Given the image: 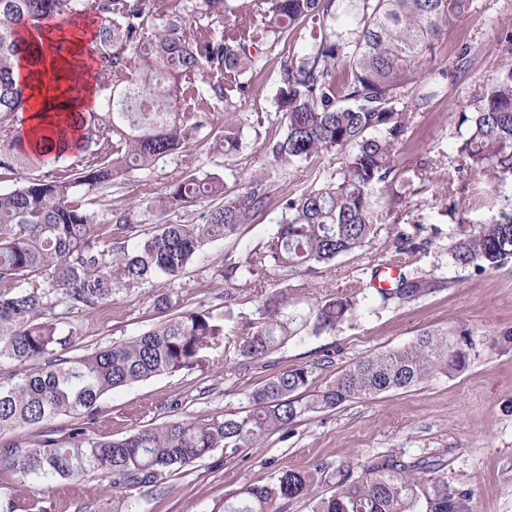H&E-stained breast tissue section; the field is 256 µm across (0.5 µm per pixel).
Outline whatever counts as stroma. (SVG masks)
<instances>
[{"label":"stroma","instance_id":"1","mask_svg":"<svg viewBox=\"0 0 512 512\" xmlns=\"http://www.w3.org/2000/svg\"><path fill=\"white\" fill-rule=\"evenodd\" d=\"M487 2L488 10L462 19L432 58L431 65L437 68L459 43L477 47L464 87L447 85L440 90L431 110L416 118L409 145L400 154L405 168L425 170L426 182H415L393 218L379 224L368 247L332 265L298 273L288 282L291 311L300 318L328 295L355 287L358 309L336 332L316 336L308 328H298L271 356L269 367L245 373L234 369L239 327L257 319L262 291L242 282L225 285L215 272L265 245L281 218L273 203L241 225L234 237L208 245L203 263L178 280L153 281L120 293L97 309H54L62 324L78 330V340L64 351L72 358L136 336L164 319L155 305L160 294L173 295L181 309L217 313L224 309L225 292L236 298L237 319L229 325L224 355L213 357L204 368L162 374L103 396L96 420L87 425L90 436L101 440L170 420L246 411L250 391L274 372L295 365L307 366L314 388H323L359 358L407 344L427 331L469 335L466 368L407 390L307 415L260 446L240 449L230 458L223 449H215L165 476L155 491L137 493L138 512H220L225 498L242 486L268 483L276 470H310L322 462L333 467L361 463L392 451L408 458L442 460L449 485L472 490L474 512H512V263L484 271L456 266L448 247L492 220L493 214L474 206L467 190L459 194L455 212L447 213L437 191L438 179L454 172L448 154L467 90L512 67V54L499 51L491 38L493 27L512 26V0ZM309 39V29L298 28L282 40L253 77L251 94L240 112L275 113L280 66L289 51ZM243 135L244 149L228 160L212 152L205 141L190 140L180 153L152 170L133 173L121 188L95 197L94 207L135 208L145 194L164 192L184 171L220 173L229 165L241 178L260 173L261 139L250 128ZM417 221L425 226L427 245L413 263L431 288L420 297L381 305L370 286L372 272L395 258V228L408 230ZM0 491L23 502H41L46 512H112L109 482L97 475L77 483L46 485L18 482L5 473L0 475Z\"/></svg>","mask_w":512,"mask_h":512}]
</instances>
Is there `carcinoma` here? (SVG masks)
Wrapping results in <instances>:
<instances>
[{
  "label": "carcinoma",
  "instance_id": "cac0c4a2",
  "mask_svg": "<svg viewBox=\"0 0 512 512\" xmlns=\"http://www.w3.org/2000/svg\"><path fill=\"white\" fill-rule=\"evenodd\" d=\"M481 0H254L241 19L232 0H202L207 23L187 37V0H0V171L20 185L0 191V360L36 366L0 378V434L39 425L61 414L91 421L107 393L184 368L202 367L226 349V326L235 319L224 293V317L184 310L143 331L77 358L57 350L71 345L76 329L60 327L49 298L69 308H97L114 295L158 278L179 279L208 244L233 236L271 198L273 173L309 168L319 157L340 159L315 183L283 196L281 220L263 249L218 271L228 282L255 286L274 270L278 283L368 246L384 216L396 212L413 184L399 153L420 112L441 88L464 85L476 46L462 44L448 64L427 71L437 44L459 19L482 10ZM100 19L95 51L107 78L98 83L99 106L78 116L80 137L58 151L56 166L34 177V151L21 140L15 115L27 107L15 78L23 52L17 24L72 15ZM309 25L315 35L281 63L278 112L256 115L258 126L282 128L264 139L266 172L228 191L216 174L183 172L166 192L151 193L140 207L162 217L215 202L203 224L162 222L140 230L134 211L96 212L86 199L120 185L133 170H148L175 155L207 128L209 104L230 112L250 93L255 72L286 34ZM244 123L211 129L207 142L226 157L241 148ZM458 170L486 177L490 186L473 196L495 209L497 186L512 180V68L485 78L463 101L453 133ZM401 269L382 303L404 301L428 289L409 270L425 249L407 231L395 234ZM459 267L500 268L512 261V213H501L449 249ZM30 281L31 290L16 291ZM288 289L271 288L259 301V318L242 326L235 368L247 371L293 334ZM356 296L320 301L309 322L314 335L331 333L357 309ZM469 337L424 332L408 345L362 357L331 384L309 393L312 372L286 368L248 394L245 414L171 420L112 440H98L78 425L60 438L41 430L23 444H0V473L44 483H76L91 473L112 478V500L122 512L137 490L154 488L216 448L233 454L253 448L310 413L412 388L426 379L462 371ZM335 480L330 495L318 491ZM300 497L311 512H473L471 492L448 485L439 459L405 460L398 453L356 466L311 471L282 469L266 485L237 491L223 512H276L279 500Z\"/></svg>",
  "mask_w": 512,
  "mask_h": 512
}]
</instances>
